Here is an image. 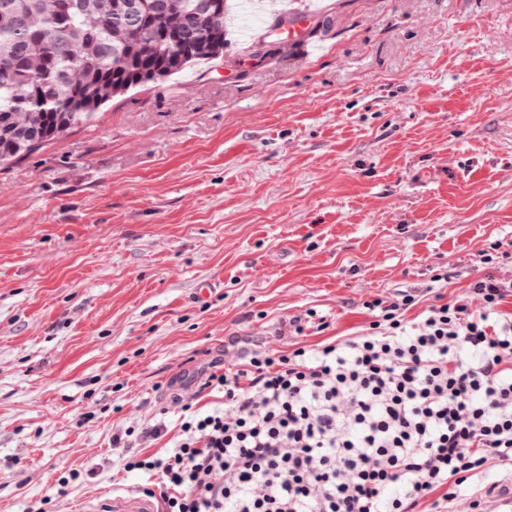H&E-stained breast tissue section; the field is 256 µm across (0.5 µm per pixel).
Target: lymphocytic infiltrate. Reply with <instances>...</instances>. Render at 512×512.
I'll use <instances>...</instances> for the list:
<instances>
[{
	"mask_svg": "<svg viewBox=\"0 0 512 512\" xmlns=\"http://www.w3.org/2000/svg\"><path fill=\"white\" fill-rule=\"evenodd\" d=\"M437 302H369L366 334L215 370L224 404L183 415L161 452L124 469L159 476L161 512H442L475 472L512 462V313L506 289Z\"/></svg>",
	"mask_w": 512,
	"mask_h": 512,
	"instance_id": "lymphocytic-infiltrate-1",
	"label": "lymphocytic infiltrate"
}]
</instances>
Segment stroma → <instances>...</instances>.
I'll return each instance as SVG.
<instances>
[{
    "label": "stroma",
    "instance_id": "stroma-1",
    "mask_svg": "<svg viewBox=\"0 0 512 512\" xmlns=\"http://www.w3.org/2000/svg\"><path fill=\"white\" fill-rule=\"evenodd\" d=\"M289 1L303 41L230 35L0 167V512H156L112 437L162 418L166 448L237 340L313 348L375 298L417 295L411 319L512 284V0H259V24Z\"/></svg>",
    "mask_w": 512,
    "mask_h": 512
}]
</instances>
